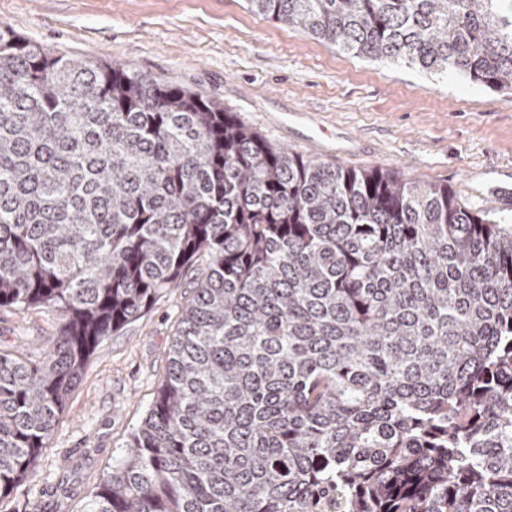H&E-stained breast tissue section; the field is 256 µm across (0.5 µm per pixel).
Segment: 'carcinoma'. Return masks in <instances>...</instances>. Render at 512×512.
Wrapping results in <instances>:
<instances>
[{
  "instance_id": "obj_1",
  "label": "carcinoma",
  "mask_w": 512,
  "mask_h": 512,
  "mask_svg": "<svg viewBox=\"0 0 512 512\" xmlns=\"http://www.w3.org/2000/svg\"><path fill=\"white\" fill-rule=\"evenodd\" d=\"M340 50L512 92V0H247ZM205 259L90 512H512V221L306 159L181 87L0 31V498L100 343ZM61 323L60 313L48 308L0 306V352L43 357L57 342Z\"/></svg>"
}]
</instances>
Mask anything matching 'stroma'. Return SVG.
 I'll use <instances>...</instances> for the list:
<instances>
[{"label": "stroma", "mask_w": 512, "mask_h": 512, "mask_svg": "<svg viewBox=\"0 0 512 512\" xmlns=\"http://www.w3.org/2000/svg\"><path fill=\"white\" fill-rule=\"evenodd\" d=\"M0 29L190 90L305 158L445 184L474 210L512 217L491 196L512 186L510 92L342 52L246 0H0ZM200 275L191 267L94 351L0 512H87L157 394ZM61 323L48 308L0 306V352L43 357Z\"/></svg>", "instance_id": "obj_1"}]
</instances>
